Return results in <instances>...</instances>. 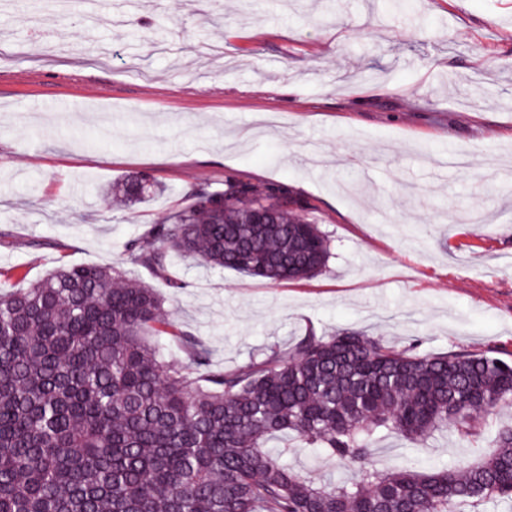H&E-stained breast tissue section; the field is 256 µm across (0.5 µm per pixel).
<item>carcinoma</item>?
<instances>
[{
	"label": "carcinoma",
	"mask_w": 512,
	"mask_h": 512,
	"mask_svg": "<svg viewBox=\"0 0 512 512\" xmlns=\"http://www.w3.org/2000/svg\"><path fill=\"white\" fill-rule=\"evenodd\" d=\"M159 191L131 172L107 201ZM306 201L228 177L194 191L125 244L170 280V254L270 281L326 269L329 236ZM172 338L166 357L157 336ZM360 332L311 331L291 347L214 368L201 337L173 324L150 286L106 266L59 267L0 292V512H468L512 508V428L448 468L377 467L388 437L417 445L451 430L482 441L512 405V364L431 354ZM288 437L350 472L316 480L288 466Z\"/></svg>",
	"instance_id": "carcinoma-1"
}]
</instances>
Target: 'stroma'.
Masks as SVG:
<instances>
[{
	"instance_id": "1",
	"label": "stroma",
	"mask_w": 512,
	"mask_h": 512,
	"mask_svg": "<svg viewBox=\"0 0 512 512\" xmlns=\"http://www.w3.org/2000/svg\"><path fill=\"white\" fill-rule=\"evenodd\" d=\"M1 49L0 289L113 267L217 367L309 329L512 363V0H0ZM131 172L161 194L110 208ZM228 176L306 200L326 270L271 284L174 255L173 288L126 259Z\"/></svg>"
}]
</instances>
